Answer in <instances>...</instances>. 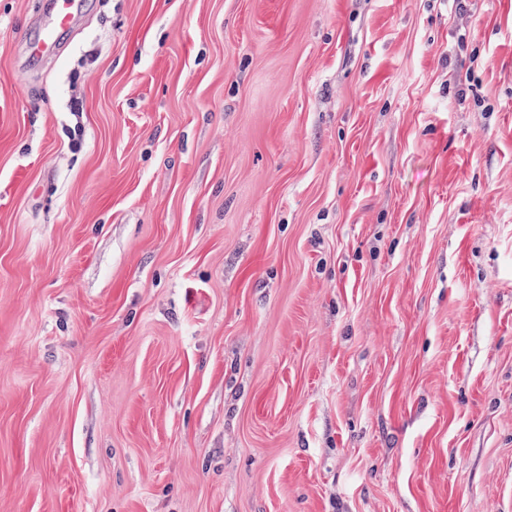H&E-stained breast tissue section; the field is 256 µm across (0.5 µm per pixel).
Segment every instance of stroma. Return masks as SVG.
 Segmentation results:
<instances>
[{
    "instance_id": "stroma-1",
    "label": "stroma",
    "mask_w": 512,
    "mask_h": 512,
    "mask_svg": "<svg viewBox=\"0 0 512 512\" xmlns=\"http://www.w3.org/2000/svg\"><path fill=\"white\" fill-rule=\"evenodd\" d=\"M54 2L0 0V512H512V0L40 58Z\"/></svg>"
}]
</instances>
